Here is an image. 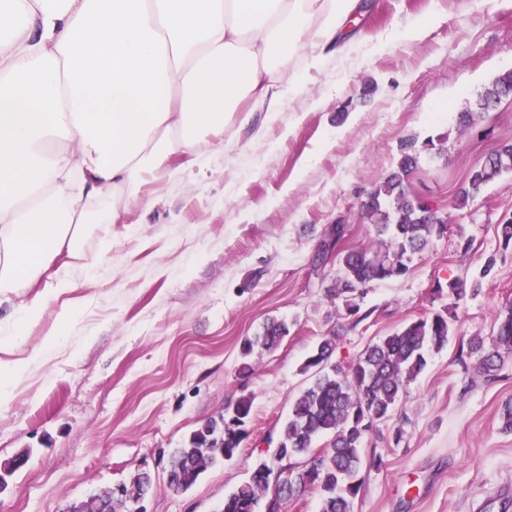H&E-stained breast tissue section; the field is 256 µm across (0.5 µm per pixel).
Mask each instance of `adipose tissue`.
<instances>
[{"instance_id":"1","label":"adipose tissue","mask_w":512,"mask_h":512,"mask_svg":"<svg viewBox=\"0 0 512 512\" xmlns=\"http://www.w3.org/2000/svg\"><path fill=\"white\" fill-rule=\"evenodd\" d=\"M358 0H0V302L71 288L91 208L190 171L224 145V115L295 100L275 62L333 46ZM238 111V110H237Z\"/></svg>"}]
</instances>
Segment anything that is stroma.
<instances>
[{
    "label": "stroma",
    "instance_id": "obj_1",
    "mask_svg": "<svg viewBox=\"0 0 512 512\" xmlns=\"http://www.w3.org/2000/svg\"><path fill=\"white\" fill-rule=\"evenodd\" d=\"M353 41L317 67L294 56L278 66L297 79L298 98L264 122L265 134L234 128L204 172L144 185L150 211L131 190L105 200L68 259L76 286L44 311L22 343L0 359H28L0 407V466L22 451L27 464L9 478L0 512H67L124 481L140 464L168 458L203 421L252 395V434L242 455L209 469L187 493L156 477L152 512H222L224 498L253 462L271 458L294 396L307 384L303 361L338 333L337 360L408 319L439 308L436 282L482 275V290L459 309L456 337L431 355L393 418L372 444L384 463L363 468L353 512H512V356L490 376L460 361L459 337L490 336L512 303V247L498 224L512 217V175L488 184L466 208L453 198L468 172L502 140H512V99L461 131L494 77L512 70V0H373ZM425 29L407 40L403 31ZM439 138V154L421 153L412 191L448 217V233L414 256L406 276L370 285L357 326L335 315L324 293L335 265L312 255L326 227L343 221L350 247L375 242L360 223L365 195L394 167L407 137ZM124 209V221L104 213ZM473 248L461 255L459 234ZM97 256L93 270L84 260ZM489 273H482L486 260ZM74 319L57 344L41 350L60 309ZM287 319L274 351L240 357V341L266 319ZM402 441H394L395 430Z\"/></svg>",
    "mask_w": 512,
    "mask_h": 512
}]
</instances>
